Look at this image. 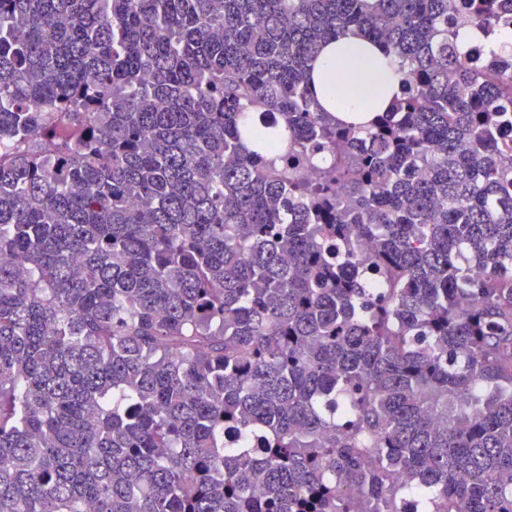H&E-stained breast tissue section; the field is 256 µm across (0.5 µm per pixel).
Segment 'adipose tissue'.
<instances>
[{
	"label": "adipose tissue",
	"mask_w": 512,
	"mask_h": 512,
	"mask_svg": "<svg viewBox=\"0 0 512 512\" xmlns=\"http://www.w3.org/2000/svg\"><path fill=\"white\" fill-rule=\"evenodd\" d=\"M399 61L358 35L330 41L314 64L319 104L339 120L372 119L386 111L399 86Z\"/></svg>",
	"instance_id": "1"
}]
</instances>
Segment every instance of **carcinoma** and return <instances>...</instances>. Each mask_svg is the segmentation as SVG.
<instances>
[{
	"label": "carcinoma",
	"instance_id": "carcinoma-1",
	"mask_svg": "<svg viewBox=\"0 0 512 512\" xmlns=\"http://www.w3.org/2000/svg\"><path fill=\"white\" fill-rule=\"evenodd\" d=\"M463 2L0 0V512H512V52L455 46L512 0ZM334 81V100L331 99L328 75ZM399 61L386 56L382 49L365 38L349 34L330 41L314 64L312 82L317 101L339 120H370L386 111L394 94L399 92L395 72ZM334 69V73H333Z\"/></svg>",
	"mask_w": 512,
	"mask_h": 512
}]
</instances>
